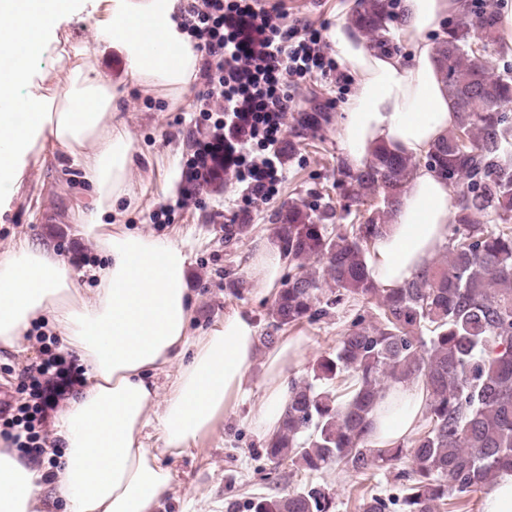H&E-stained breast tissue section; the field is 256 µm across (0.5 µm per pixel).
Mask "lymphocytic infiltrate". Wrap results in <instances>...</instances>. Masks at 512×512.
Here are the masks:
<instances>
[{"instance_id": "f902f5d3", "label": "lymphocytic infiltrate", "mask_w": 512, "mask_h": 512, "mask_svg": "<svg viewBox=\"0 0 512 512\" xmlns=\"http://www.w3.org/2000/svg\"><path fill=\"white\" fill-rule=\"evenodd\" d=\"M177 21L204 61L197 74L194 108L223 112L211 138L181 170L179 208L199 203L203 192L229 172L244 198L266 202L283 178L280 143L294 90L316 76L338 73L321 28L289 19L284 0H182ZM42 359L24 366L21 385L31 402L8 418L20 450L43 455L51 411L80 384L79 366L43 347Z\"/></svg>"}]
</instances>
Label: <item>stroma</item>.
<instances>
[{
	"mask_svg": "<svg viewBox=\"0 0 512 512\" xmlns=\"http://www.w3.org/2000/svg\"><path fill=\"white\" fill-rule=\"evenodd\" d=\"M291 16L310 19L326 28L349 20L358 0H285ZM89 20L73 18L59 30V40L32 63L33 81L44 93H51L58 80L64 79L70 64L63 54L81 49L84 59L110 81H118L123 63L111 45L87 43ZM122 93L120 115L143 151V180L138 201L128 212L127 226L155 233L170 232L186 240L190 250L187 286L193 296L191 331L202 335L235 309L265 329L273 291L261 289L251 269L252 243L255 239L274 240L273 218L291 202L341 206L336 186L338 170L344 163V146L338 136L345 105L356 92L352 82L342 84L316 77L297 93L292 106L300 112L306 100L317 96L329 103L333 119L317 138H300L292 155L285 159L284 178L277 194L266 202L253 204L235 189L211 186L199 209L175 218L173 224H151L149 215L162 205L160 185L170 162L184 163L193 151V139L212 134L213 121L197 124V115L188 106L193 90L179 97L177 108L167 100L144 94L136 84L119 83ZM85 182L77 166L65 161L53 167L30 163L21 192L11 204L0 208V253L21 235L48 239L58 254L75 270L88 271L103 264L104 256L93 243L80 234L79 207L88 206ZM248 225V233L232 246L224 244V227ZM352 307L337 309L330 317L315 323L303 322L283 328L286 336H310L302 363L293 378H310L322 353L335 349L347 322L355 315ZM22 353L0 348V389L8 390L13 406L24 405L29 396L20 385L19 370L37 360L40 345L27 337ZM270 350H256L249 379L248 397L227 415L217 433L202 438L191 454L166 457L172 470L174 491L158 512H227L236 503L237 512H246L244 504L252 498L298 490L305 484L320 486L333 500L332 512H361V505L371 495H398L399 483L385 470L362 477L331 466L316 474L285 463L275 465L264 456L266 440L252 427L264 391V370Z\"/></svg>",
	"mask_w": 512,
	"mask_h": 512,
	"instance_id": "1",
	"label": "stroma"
}]
</instances>
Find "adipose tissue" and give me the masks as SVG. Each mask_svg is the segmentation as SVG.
<instances>
[{"label":"adipose tissue","mask_w":512,"mask_h":512,"mask_svg":"<svg viewBox=\"0 0 512 512\" xmlns=\"http://www.w3.org/2000/svg\"><path fill=\"white\" fill-rule=\"evenodd\" d=\"M85 3L95 17L91 39L123 55L130 80L175 94L194 80L202 59L172 19L180 0ZM464 5L401 0L406 58L369 50L356 27L341 22L333 29L336 56L357 88L339 127L348 167L362 168L377 144L421 157L447 134L455 110L429 37ZM76 11V0H0V205L19 195L32 149L45 164L72 157L91 189L85 235L110 258L92 271L94 288L73 304L79 276L48 240L25 236L0 254V344L20 349L33 323L43 322L88 366L85 389L53 424L63 450L58 481L48 485L35 461L0 452V512H32L47 493L64 500L67 512H156L174 489L163 455H183L213 435L248 394L257 328L232 310L208 334L193 336L186 243L125 228L137 201L138 148L117 118V88L79 59L56 86L61 111L52 112L34 88L33 60ZM452 209L447 184L419 168L392 223L371 243L369 265L380 287L403 285L433 260L448 238ZM307 341L284 337L270 354L253 418L259 434L278 427L288 404L286 374L299 366ZM171 364L177 371L159 394L154 373ZM422 406L415 385L393 386L373 415L372 441L397 444ZM152 430L161 448L147 446Z\"/></svg>","instance_id":"obj_1"}]
</instances>
